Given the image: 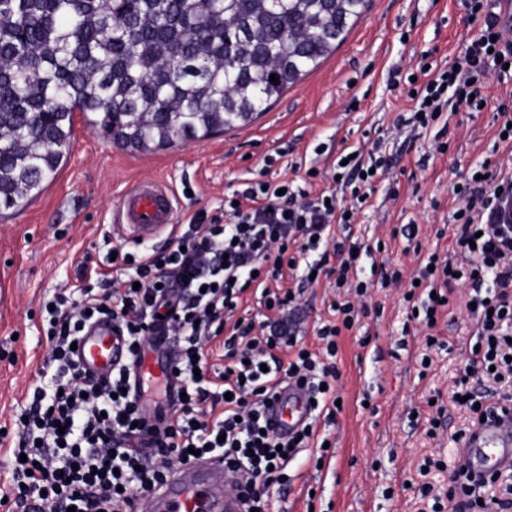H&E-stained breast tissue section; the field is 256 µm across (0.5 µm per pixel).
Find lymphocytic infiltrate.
<instances>
[{"mask_svg": "<svg viewBox=\"0 0 512 512\" xmlns=\"http://www.w3.org/2000/svg\"><path fill=\"white\" fill-rule=\"evenodd\" d=\"M472 0L476 35L445 75L417 89L409 125L425 128L459 107L481 109L488 76L512 73V20L483 11ZM390 160L372 150L368 161L334 163L336 188L319 194L281 190L256 181L240 202L225 200L223 218L195 215L175 225L165 249H114L113 275L81 266L79 294H56L43 333L50 348L41 386L28 392L10 434L17 455L10 506L37 502L42 512H147L148 496L172 468L195 456H220L224 471L250 512H269L271 486H287L289 459L307 453L323 463L326 434L340 409L336 360L342 333L366 311L371 288L402 289L407 311L426 346L437 345L439 316L457 288L472 307L476 341L455 382L451 399L476 418L512 413V399L488 404L473 394L477 378L512 377V221L502 209L512 199V172L482 165L466 176L452 237L460 260L432 253L416 282L404 285L401 268L375 263L370 245L351 239V214L371 196ZM332 281L338 295L331 322L317 328L319 349L307 347L288 316L302 288ZM273 316L256 323L240 316L248 291ZM101 319L129 339L133 357L171 338L173 368L148 421L142 389L123 368L96 381L80 369L73 342ZM222 347L224 369L211 374L212 346ZM305 386L315 419L299 437L283 441L264 417L268 402L287 381ZM451 496L463 512H506L511 503L478 490L466 471H456Z\"/></svg>", "mask_w": 512, "mask_h": 512, "instance_id": "1", "label": "lymphocytic infiltrate"}]
</instances>
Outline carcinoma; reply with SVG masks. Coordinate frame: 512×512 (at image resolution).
<instances>
[{"label": "carcinoma", "mask_w": 512, "mask_h": 512, "mask_svg": "<svg viewBox=\"0 0 512 512\" xmlns=\"http://www.w3.org/2000/svg\"><path fill=\"white\" fill-rule=\"evenodd\" d=\"M366 6L0 0V211L24 207L55 177L74 113L141 152L244 126L316 70Z\"/></svg>", "instance_id": "1"}]
</instances>
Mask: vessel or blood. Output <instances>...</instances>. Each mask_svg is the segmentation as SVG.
<instances>
[{
	"label": "vessel or blood",
	"mask_w": 512,
	"mask_h": 512,
	"mask_svg": "<svg viewBox=\"0 0 512 512\" xmlns=\"http://www.w3.org/2000/svg\"><path fill=\"white\" fill-rule=\"evenodd\" d=\"M174 198L160 183L144 179L123 195L114 222L130 240L150 241L173 225ZM166 341L142 356L141 378H164L170 369ZM82 366L100 376L111 375L129 358L126 336L108 323L98 324L80 347ZM278 433L286 435L309 420L305 393L293 385L282 387L268 408ZM463 464L472 478L480 480L512 468V421L491 419L474 429L464 443ZM151 512H242L237 494L224 483V462L213 458L178 467L165 483L150 494Z\"/></svg>",
	"instance_id": "obj_1"
}]
</instances>
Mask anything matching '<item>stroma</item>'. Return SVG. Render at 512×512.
Instances as JSON below:
<instances>
[{
  "label": "stroma",
  "mask_w": 512,
  "mask_h": 512,
  "mask_svg": "<svg viewBox=\"0 0 512 512\" xmlns=\"http://www.w3.org/2000/svg\"><path fill=\"white\" fill-rule=\"evenodd\" d=\"M470 0H370L345 41L249 125L203 140L180 141L150 153L112 144L75 113L63 168L31 204L0 218V428H12L48 353L42 305L59 289L81 286L83 262L101 261L118 242L112 224L122 193L143 178L177 200L175 221L199 212L220 215L224 201L259 179L293 188L331 189L324 173L333 155L381 146L393 158L389 177L356 217L365 243L385 240L386 258L414 269L407 252L450 248L454 184L481 164L512 162L498 139L500 104H512V80H490L478 111L443 114L426 133L396 130L423 66L446 68L470 35ZM445 143V153L435 144ZM324 144L328 152L316 155ZM319 171L309 178V168ZM417 237L406 238L410 226ZM402 234L391 237L392 229ZM379 317L358 322L341 339L338 389L344 399L330 460L315 469L305 456L288 465L291 487L274 490L271 512H304L315 488L318 512H431L422 483L447 491L461 462L456 433L466 412L448 403L472 337L471 319L457 309L441 329L442 346L426 348L405 325L399 293L378 289ZM430 368H422V355ZM444 428L428 435L432 417Z\"/></svg>",
  "instance_id": "obj_1"
}]
</instances>
